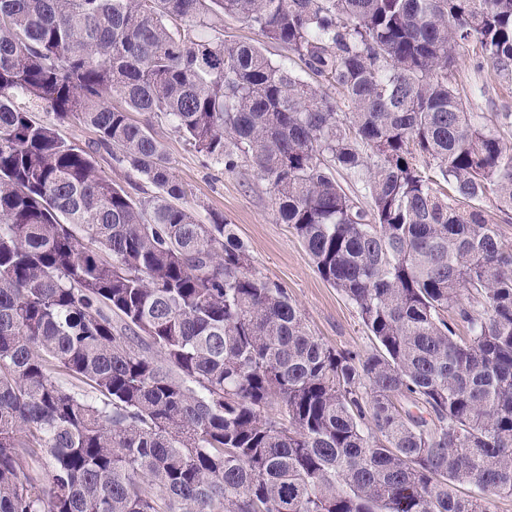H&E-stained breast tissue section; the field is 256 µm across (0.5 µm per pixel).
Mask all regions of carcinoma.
<instances>
[{"label": "carcinoma", "mask_w": 512, "mask_h": 512, "mask_svg": "<svg viewBox=\"0 0 512 512\" xmlns=\"http://www.w3.org/2000/svg\"><path fill=\"white\" fill-rule=\"evenodd\" d=\"M220 13L321 82L194 34ZM472 39L512 70V0H0V512L512 496V245L482 206L512 211V116L466 111ZM158 121L227 171L252 162L373 351L312 335L234 225L180 204ZM102 151L155 194L103 176ZM61 135L71 144L84 148L86 143L95 137L94 132L79 124L77 121H69L59 126Z\"/></svg>", "instance_id": "cac0c4a2"}]
</instances>
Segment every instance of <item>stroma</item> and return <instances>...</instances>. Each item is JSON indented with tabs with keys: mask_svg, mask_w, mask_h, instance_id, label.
<instances>
[{
	"mask_svg": "<svg viewBox=\"0 0 512 512\" xmlns=\"http://www.w3.org/2000/svg\"><path fill=\"white\" fill-rule=\"evenodd\" d=\"M196 33L257 45L272 61L299 73L305 70L286 46L265 38L241 18L222 14L213 18L211 27L197 28ZM453 83L466 111L512 113V72H497L478 58L475 44L461 49ZM154 129L175 177L186 189L183 205L193 209L201 222L219 214L234 224L254 268L287 289L314 335L339 350L371 351L373 342L354 306L320 277L293 230L280 222L275 197L252 163L245 161L234 171H225L188 146L170 123H156Z\"/></svg>",
	"mask_w": 512,
	"mask_h": 512,
	"instance_id": "obj_1",
	"label": "stroma"
}]
</instances>
